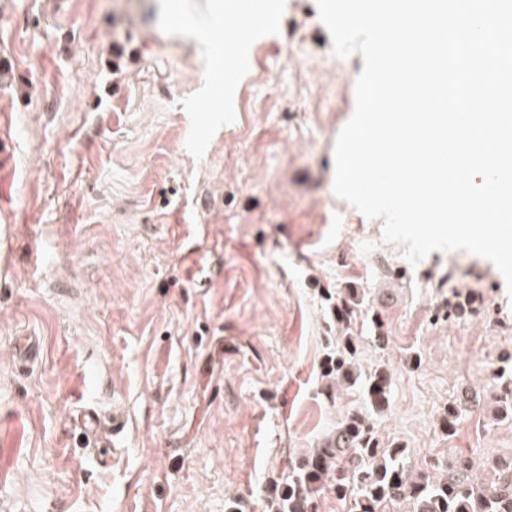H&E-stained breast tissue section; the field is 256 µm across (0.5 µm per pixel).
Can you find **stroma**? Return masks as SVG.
<instances>
[{
  "instance_id": "1",
  "label": "stroma",
  "mask_w": 512,
  "mask_h": 512,
  "mask_svg": "<svg viewBox=\"0 0 512 512\" xmlns=\"http://www.w3.org/2000/svg\"><path fill=\"white\" fill-rule=\"evenodd\" d=\"M159 3L0 0V512H271L289 464L363 406L323 375L340 288L361 368L391 377L381 447L415 473L511 456L501 273L461 250L410 263L333 192L361 54L335 56L315 0H280L214 102L236 16L200 41ZM452 267L477 297L455 319ZM89 410L126 419L111 446Z\"/></svg>"
}]
</instances>
